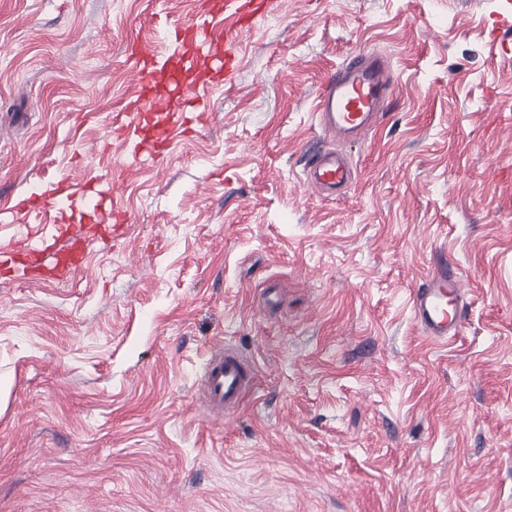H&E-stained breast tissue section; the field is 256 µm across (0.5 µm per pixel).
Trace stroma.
<instances>
[{"label": "stroma", "mask_w": 512, "mask_h": 512, "mask_svg": "<svg viewBox=\"0 0 512 512\" xmlns=\"http://www.w3.org/2000/svg\"><path fill=\"white\" fill-rule=\"evenodd\" d=\"M203 0H0V251L58 240L18 201L121 169L130 217L65 282L0 272V512H512V0H283L225 17L231 84L162 161L109 134ZM391 59L357 181L310 192L315 104ZM463 326L425 339L440 261ZM253 388L208 416L224 346ZM462 279L443 265L430 272L412 301V313L424 335L434 342H448L462 328ZM451 307V308H448Z\"/></svg>", "instance_id": "obj_1"}]
</instances>
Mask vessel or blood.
I'll return each instance as SVG.
<instances>
[{"mask_svg": "<svg viewBox=\"0 0 512 512\" xmlns=\"http://www.w3.org/2000/svg\"><path fill=\"white\" fill-rule=\"evenodd\" d=\"M242 25H251L279 11L280 0H232ZM217 6L192 16L175 26L174 52L157 59L150 42L138 43L135 60L142 76L139 96L131 106L128 123L119 127L124 136L139 138L143 151L158 157L177 136L185 133L184 113L199 111L200 93L211 85L216 73L232 76L234 50L223 40L217 20L223 14ZM391 94L386 63L373 55L357 56L346 62L324 84L317 96L316 110L326 130L349 138L368 132L375 124ZM307 185L328 194L345 187L351 173L347 164L333 152L311 153L305 163ZM104 192L84 188L82 193L59 185L45 195L42 210L100 211ZM92 228L88 223H70L63 232L71 245L57 264L59 280L70 279L81 270L86 259L78 243L84 242ZM462 279L440 267L430 272L412 301V313L424 335L434 342H445L462 328ZM248 361L234 348L217 351L205 366L206 401L213 413L237 408L251 387Z\"/></svg>", "mask_w": 512, "mask_h": 512, "instance_id": "vessel-or-blood-1", "label": "vessel or blood"}]
</instances>
